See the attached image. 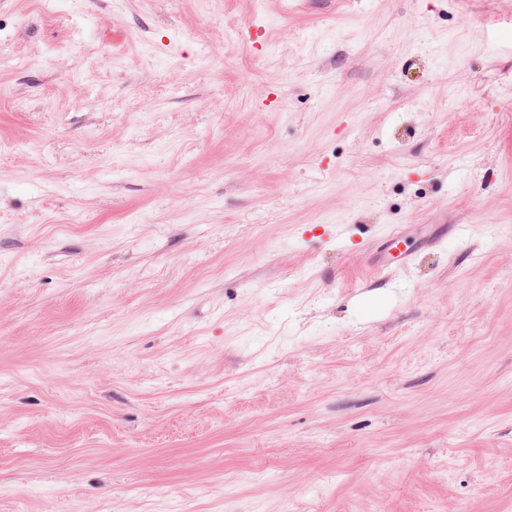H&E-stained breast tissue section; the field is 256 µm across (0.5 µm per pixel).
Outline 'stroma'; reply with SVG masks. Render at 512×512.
Wrapping results in <instances>:
<instances>
[{
	"instance_id": "1",
	"label": "stroma",
	"mask_w": 512,
	"mask_h": 512,
	"mask_svg": "<svg viewBox=\"0 0 512 512\" xmlns=\"http://www.w3.org/2000/svg\"><path fill=\"white\" fill-rule=\"evenodd\" d=\"M0 512H512V0H0Z\"/></svg>"
}]
</instances>
